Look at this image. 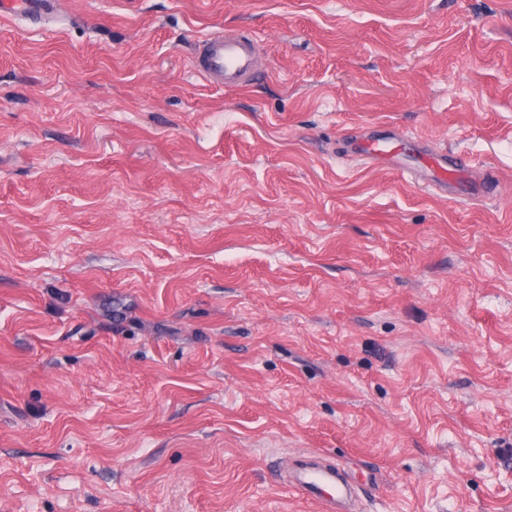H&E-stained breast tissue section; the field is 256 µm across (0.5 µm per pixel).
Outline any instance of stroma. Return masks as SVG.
I'll return each instance as SVG.
<instances>
[{
    "label": "stroma",
    "instance_id": "stroma-1",
    "mask_svg": "<svg viewBox=\"0 0 512 512\" xmlns=\"http://www.w3.org/2000/svg\"><path fill=\"white\" fill-rule=\"evenodd\" d=\"M316 454L350 512H512V0L0 21V512H321L279 474ZM258 61V47L248 34L226 33L198 45L194 67L211 84L244 88L253 80ZM429 163H431V167L434 169V180L443 184H447L452 180L461 179L466 169H468L466 159L461 156H457L454 164L450 167H448V162L442 158H431Z\"/></svg>",
    "mask_w": 512,
    "mask_h": 512
}]
</instances>
